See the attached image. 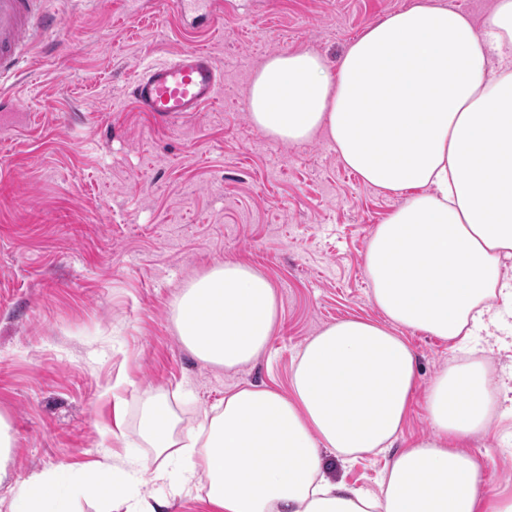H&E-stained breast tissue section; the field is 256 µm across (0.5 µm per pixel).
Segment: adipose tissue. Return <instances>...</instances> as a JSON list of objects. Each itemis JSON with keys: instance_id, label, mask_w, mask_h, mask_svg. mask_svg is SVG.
Returning a JSON list of instances; mask_svg holds the SVG:
<instances>
[{"instance_id": "ef3b65f1", "label": "adipose tissue", "mask_w": 512, "mask_h": 512, "mask_svg": "<svg viewBox=\"0 0 512 512\" xmlns=\"http://www.w3.org/2000/svg\"><path fill=\"white\" fill-rule=\"evenodd\" d=\"M251 123L285 143L325 133L346 166L380 190L406 194L367 252L387 325L346 318L299 351L291 392L258 385L180 427L163 398L148 399L126 468L74 465L11 480L15 440L0 414V487L7 512H73L76 496L111 512L116 488L142 475L189 493L206 476L210 512H512V493L484 497L479 464L462 442L512 416V372L478 360L443 370L426 398L432 435L411 441L378 491L332 480L322 450L342 461L393 447L417 384L404 327L459 348L512 332V0H495L476 30L456 9L418 5L371 26L338 71L309 51L267 59L254 75ZM183 345L234 369L258 358L280 322L271 281L232 260L188 281L173 308Z\"/></svg>"}]
</instances>
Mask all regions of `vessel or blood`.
<instances>
[{"label":"vessel or blood","mask_w":512,"mask_h":512,"mask_svg":"<svg viewBox=\"0 0 512 512\" xmlns=\"http://www.w3.org/2000/svg\"><path fill=\"white\" fill-rule=\"evenodd\" d=\"M178 11L194 13L208 25H217V0H175ZM57 16L44 0H0V80L19 70L37 37L58 32ZM221 77L213 59L195 47L175 59L147 64L136 77L130 95L141 111L162 123L200 111L215 97Z\"/></svg>","instance_id":"1"}]
</instances>
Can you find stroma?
<instances>
[{
  "label": "stroma",
  "mask_w": 512,
  "mask_h": 512,
  "mask_svg": "<svg viewBox=\"0 0 512 512\" xmlns=\"http://www.w3.org/2000/svg\"><path fill=\"white\" fill-rule=\"evenodd\" d=\"M419 2L223 0L212 29L158 0H49L62 31L37 40L0 89V412L17 481L120 464L147 394L195 423L241 387L289 393L294 358L328 324L385 323L366 252L404 197L365 183L324 137L264 135L245 102L267 57L310 51L337 69L367 28ZM190 45L213 57L222 85L202 111L158 125L130 85ZM227 259L265 274L281 308L266 351L232 370L196 358L173 323L182 285ZM400 334L418 367L402 449L430 434L427 390L465 357L427 333ZM510 430L509 418L464 445L484 496L512 490ZM322 460L334 478L374 489L391 458ZM154 494L169 496L168 512H207L204 491L174 496L163 480L118 489L113 512Z\"/></svg>",
  "instance_id": "obj_1"
}]
</instances>
